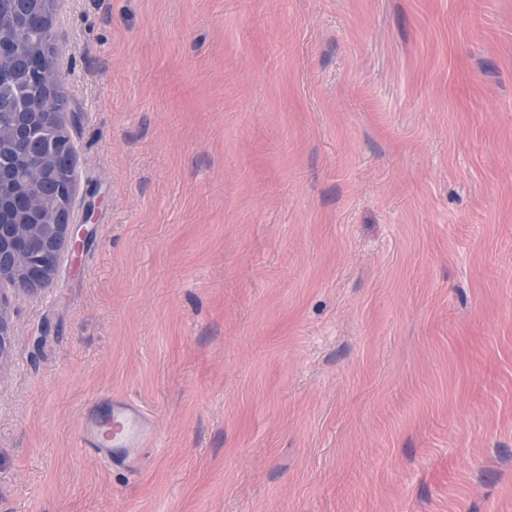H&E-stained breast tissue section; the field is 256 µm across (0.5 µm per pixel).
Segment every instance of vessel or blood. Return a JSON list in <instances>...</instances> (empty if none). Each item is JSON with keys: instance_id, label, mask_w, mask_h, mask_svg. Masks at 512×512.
I'll use <instances>...</instances> for the list:
<instances>
[{"instance_id": "vessel-or-blood-1", "label": "vessel or blood", "mask_w": 512, "mask_h": 512, "mask_svg": "<svg viewBox=\"0 0 512 512\" xmlns=\"http://www.w3.org/2000/svg\"><path fill=\"white\" fill-rule=\"evenodd\" d=\"M153 437L154 426L144 408L124 396L91 406L75 433L81 449L126 471L139 468Z\"/></svg>"}]
</instances>
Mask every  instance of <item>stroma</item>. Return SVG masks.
Instances as JSON below:
<instances>
[{
    "mask_svg": "<svg viewBox=\"0 0 512 512\" xmlns=\"http://www.w3.org/2000/svg\"><path fill=\"white\" fill-rule=\"evenodd\" d=\"M79 256L0 278V512H512V0H53ZM152 414L140 472L74 443Z\"/></svg>",
    "mask_w": 512,
    "mask_h": 512,
    "instance_id": "35a3bbf8",
    "label": "stroma"
}]
</instances>
